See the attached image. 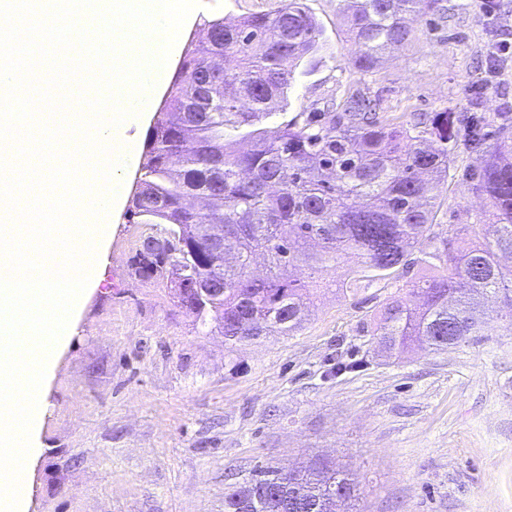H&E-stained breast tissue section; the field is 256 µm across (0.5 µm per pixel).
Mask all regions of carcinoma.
Returning a JSON list of instances; mask_svg holds the SVG:
<instances>
[{
    "instance_id": "cac0c4a2",
    "label": "carcinoma",
    "mask_w": 512,
    "mask_h": 512,
    "mask_svg": "<svg viewBox=\"0 0 512 512\" xmlns=\"http://www.w3.org/2000/svg\"><path fill=\"white\" fill-rule=\"evenodd\" d=\"M265 13L232 24L202 17L190 33L176 71L146 133L144 162L126 211L130 224L157 227V250L140 253L146 278L176 267L224 289L214 300L191 295L181 307L229 343L277 332L289 336L309 315L306 287L287 277L302 263L316 272L338 259H360L359 278L391 276L408 248L432 223L429 182L448 177L449 143L458 134L455 112H429L405 126L382 115L380 99L347 97L340 112L262 124L283 110L295 70L318 47L321 29L301 0H271ZM344 18L362 50L353 67L377 69L384 53L409 40L405 15L439 0H342ZM248 137V151L235 148ZM492 161L472 173L491 212L485 242L420 251L423 268L449 263V272L422 276L381 310L371 340L387 355L418 347H450L448 337L482 335V299L498 296L512 307V137L492 145ZM224 226V251L209 249L208 229ZM267 260L251 275L255 256ZM261 467L224 491V512H268L251 483H278L280 512H352L354 484L328 461H313L288 476Z\"/></svg>"
}]
</instances>
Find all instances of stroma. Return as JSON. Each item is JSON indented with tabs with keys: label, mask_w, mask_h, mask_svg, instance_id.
Instances as JSON below:
<instances>
[{
	"label": "stroma",
	"mask_w": 512,
	"mask_h": 512,
	"mask_svg": "<svg viewBox=\"0 0 512 512\" xmlns=\"http://www.w3.org/2000/svg\"><path fill=\"white\" fill-rule=\"evenodd\" d=\"M322 29L315 65L288 93V117L340 110L348 94L379 98L403 122L461 115L448 179L434 191L431 236L478 239L490 209L468 174L484 149L470 123L512 132V0L418 5L410 40L378 69H354L360 47L341 0H303ZM112 215L105 277L88 299L54 376L42 387L40 452L22 477L29 512H224V490L258 467L336 464L358 512H512V312L488 299L482 336L448 351L386 357L369 342L383 304L421 274L337 291L355 267L289 269L313 287L302 329L231 345L194 324L166 278L137 272L154 226ZM357 366L333 374L337 357Z\"/></svg>",
	"instance_id": "35a3bbf8"
}]
</instances>
